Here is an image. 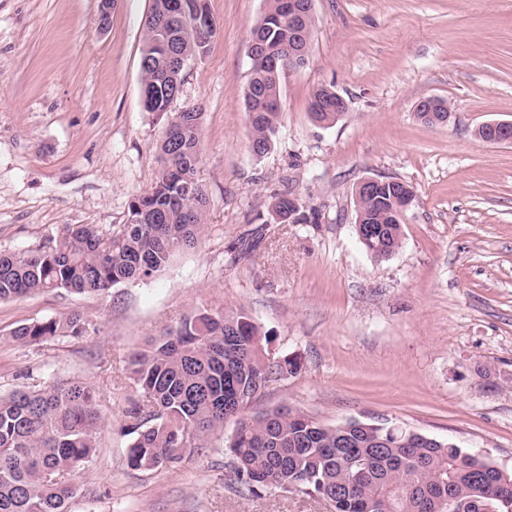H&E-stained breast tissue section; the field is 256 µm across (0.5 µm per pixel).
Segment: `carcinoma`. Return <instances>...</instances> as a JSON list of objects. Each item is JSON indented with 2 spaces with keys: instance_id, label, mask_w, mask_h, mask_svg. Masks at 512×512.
I'll return each instance as SVG.
<instances>
[{
  "instance_id": "cac0c4a2",
  "label": "carcinoma",
  "mask_w": 512,
  "mask_h": 512,
  "mask_svg": "<svg viewBox=\"0 0 512 512\" xmlns=\"http://www.w3.org/2000/svg\"><path fill=\"white\" fill-rule=\"evenodd\" d=\"M178 0H153L141 52L142 106L167 112L186 60L210 46L216 23L197 25L190 11L173 18ZM315 18L297 30L288 26V0H266L250 31L255 42L244 105L250 152L272 147L281 115V77L288 48L308 53ZM312 118L336 122V89L320 86L309 103ZM203 112L176 114L159 143L163 161L151 189L129 204L118 230L95 224H65L42 245L0 253V302L57 289L97 295L125 282L151 278L179 252L193 249L205 231L208 197L199 178ZM388 194L360 208L378 233L363 244L384 260L402 247V220ZM268 211L281 224H317L319 212L286 193L272 196ZM79 312L34 321L11 332L13 341L39 346L88 335ZM266 335L240 308L202 309L150 340L129 359L140 400L126 412L131 436L129 465L151 470L176 463L204 447L208 437L233 419L237 427L225 448L237 480L258 495L269 489L330 500L333 512H512V471L450 440L406 427L358 423L325 425L281 405L249 415L248 405L270 384L299 370L293 357L269 356ZM105 422L101 393L80 379H59L0 394V512H68L75 477L97 452Z\"/></svg>"
}]
</instances>
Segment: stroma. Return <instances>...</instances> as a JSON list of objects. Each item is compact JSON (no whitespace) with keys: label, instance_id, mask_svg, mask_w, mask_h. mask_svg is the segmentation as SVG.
<instances>
[{"label":"stroma","instance_id":"obj_1","mask_svg":"<svg viewBox=\"0 0 512 512\" xmlns=\"http://www.w3.org/2000/svg\"><path fill=\"white\" fill-rule=\"evenodd\" d=\"M208 4L218 33L159 114L143 110L140 92L152 0H116L105 29L99 0H0V252L37 247L65 224L126 223L161 170L167 123L188 106L204 112L209 205L194 249L102 295L0 302L1 392L61 376L104 395L105 426L69 512H332L300 493L251 495L224 453L232 420L178 463L129 466V358L199 309L246 308L271 356L300 361L249 413L288 405L329 425L393 423L512 471V146L476 135L512 120V0H314L309 62L283 76L274 146L259 159L244 92L248 33L265 2ZM329 84L348 103L330 127L308 112L311 91ZM430 96L447 101V124L417 119ZM366 177L416 193L387 260L355 234ZM282 191L317 208L319 224L266 225L231 261ZM74 311L90 324L82 338L10 337Z\"/></svg>","mask_w":512,"mask_h":512}]
</instances>
